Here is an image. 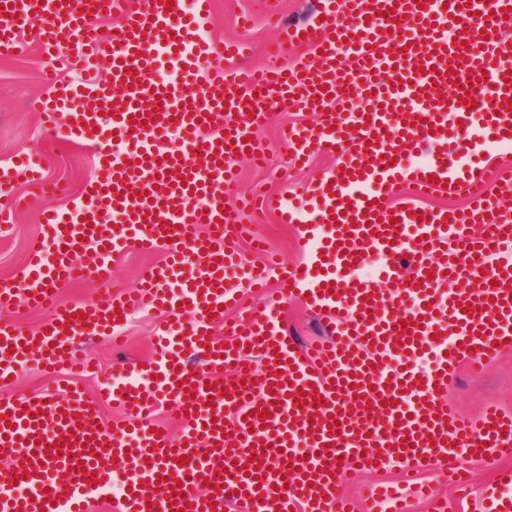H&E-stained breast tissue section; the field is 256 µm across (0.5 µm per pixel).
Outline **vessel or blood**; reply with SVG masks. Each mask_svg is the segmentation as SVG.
I'll return each instance as SVG.
<instances>
[{
	"label": "vessel or blood",
	"instance_id": "1",
	"mask_svg": "<svg viewBox=\"0 0 512 512\" xmlns=\"http://www.w3.org/2000/svg\"><path fill=\"white\" fill-rule=\"evenodd\" d=\"M320 4L310 22L277 27L279 48H310L292 66L204 79L211 58L245 52L202 38L211 0H195L189 17L163 0H0V56L22 54L33 36L48 64L56 94L33 104L42 131L87 143L97 157L66 209L44 216L28 287L0 282V385L33 359L88 371L75 339L112 333L135 311L169 306L175 324L157 337L150 385L128 386L117 372L102 388L122 401L130 426L99 424L98 405L77 388L0 400V512H94L116 483V512H223L229 503L356 512L337 491L344 470L400 458L412 479L436 461L465 486L466 460L512 452L511 413L490 405L463 418L441 397L461 362L477 370L512 353V220L498 211L512 193V162L486 166L512 146V51L502 42L512 0ZM105 13L118 18L108 41L98 33ZM93 59L105 60L106 80L64 81L55 66ZM166 68L177 80H157ZM288 103L317 117L285 131L295 160L335 154L341 168L322 179L312 208L285 194L264 200L296 226L304 261L259 269L234 247L223 193L232 156L263 151L251 126ZM17 162L43 184L39 152ZM403 184L418 197L464 191L468 203H399ZM134 185L141 195L131 196ZM90 243L98 261L88 269L79 256ZM128 248L166 260L136 291L115 294L112 256ZM370 255L384 258L376 277L356 276ZM89 275L104 286L97 297L57 303L55 287ZM272 277L277 300L247 303ZM288 301L325 321L324 340L296 345L280 320ZM18 306L51 309L45 331L17 327ZM221 326L233 343L218 337ZM164 401L182 419L179 433L150 430ZM69 436L75 444L55 449ZM17 475L26 496L13 493Z\"/></svg>",
	"mask_w": 512,
	"mask_h": 512
}]
</instances>
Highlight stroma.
<instances>
[{
    "mask_svg": "<svg viewBox=\"0 0 512 512\" xmlns=\"http://www.w3.org/2000/svg\"><path fill=\"white\" fill-rule=\"evenodd\" d=\"M244 13L253 17L251 26L246 29L237 25L238 16ZM266 13L265 0H213L207 36L217 41H247L251 47L248 61L253 65L271 62L284 65L303 55L304 50L300 47L288 48L275 58L269 55L267 48L274 38V31ZM43 67V59L35 52L24 57L0 58V169L9 172L13 194L24 200L12 228L0 234V280L13 283L21 282L23 278L30 250L40 239V211L49 203L22 170L15 167L16 153L24 149L38 150L46 176L60 182L73 194L79 193L93 165L92 155L82 146L42 139L38 116L31 104L35 99L50 97L53 92L42 79ZM312 119L311 113L296 108L272 111L268 121L254 130L255 136L268 146L266 162L255 166L247 156L236 157L233 162L236 179L224 196L225 205L234 212L237 222L256 226L269 251L290 265L303 261L295 246L294 227L280 223L273 213L243 209L242 201L257 192H286L295 196L301 205L310 204L321 179L335 168L336 162L316 157L307 166L294 165L292 154L280 137V129ZM162 259V254L142 253L134 249L114 255L113 289L136 287L143 273ZM169 319V313L162 309L139 310L121 328L123 341L119 346H112L106 336H93L81 342V352L92 360V369L81 382L87 398L99 401L105 424L123 422L125 415L119 402L102 398L103 381L113 369L122 366L133 367L140 377H148L156 357L153 338ZM64 381V376L46 370L33 360L19 370L9 386L0 388V399H37L60 389ZM445 398L466 415L477 413L488 402L498 403L512 411V354L486 361L476 372L461 368ZM507 464L503 457L471 462L474 490L464 502L456 500L453 493H446V512H482L486 494L496 485V470Z\"/></svg>",
    "mask_w": 512,
    "mask_h": 512,
    "instance_id": "obj_1",
    "label": "stroma"
}]
</instances>
